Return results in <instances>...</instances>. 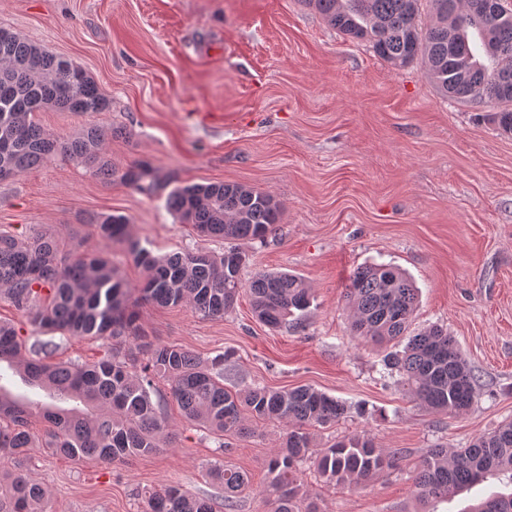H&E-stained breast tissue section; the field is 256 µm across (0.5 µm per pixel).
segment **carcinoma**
I'll use <instances>...</instances> for the list:
<instances>
[{"instance_id": "obj_1", "label": "carcinoma", "mask_w": 512, "mask_h": 512, "mask_svg": "<svg viewBox=\"0 0 512 512\" xmlns=\"http://www.w3.org/2000/svg\"><path fill=\"white\" fill-rule=\"evenodd\" d=\"M339 33L369 43L395 69L424 63L437 91L458 103H493L488 118L512 133V0H498L509 22L487 21L460 27L472 0H305ZM109 100L94 80L70 61L0 27V181L44 166L58 157L77 159L98 178L118 175L134 190L152 196L168 185L167 176L139 161L117 173L104 151L112 130L88 126L60 140L47 135L34 114L103 112ZM166 204L181 223L202 237L224 241L264 240L281 223L283 209L268 193L237 183H192L173 187ZM91 224L105 240L125 247L144 273L138 296H132L112 262L75 246L64 253L54 238L32 231L25 237L0 233V286L41 333L118 340L135 332L141 302L160 306L191 305L203 317H221L240 294L251 297L256 318L277 328L310 307L312 295L294 274L259 270L241 278L246 254L236 246L214 255L183 250L155 255L130 231L125 215L101 214ZM345 298L354 312L352 331L382 344L405 335L418 288L399 268L374 264L357 268ZM52 342L26 346L16 327L0 321V363L17 364L32 385L48 386L86 410L21 402L0 389V452L20 454L32 447L29 421L39 416L46 426L44 447L80 460H124L159 451L164 425L152 401L154 378L171 381L172 395L183 415L219 439L245 433L244 415L289 423L282 448L267 468L271 479L264 494L274 512H318L304 485L302 464L312 459L319 473L337 484L363 483L390 468L388 454L366 434L353 435L329 448L313 447L309 429L349 413L342 402L310 386L287 390L266 387L245 393L224 386V357L207 365L176 345L147 352L137 366L133 354L116 347L93 363H51ZM406 392L426 407L449 414L467 410L478 391L473 370L452 337L431 326L410 337L401 352L384 358ZM512 475V421L476 438L468 447L448 452L431 448L415 476L424 501H444L490 473ZM228 499L247 483L234 468L216 469ZM45 493L33 477L12 473L0 478V512H44ZM150 512H214L212 502L168 486L150 499ZM473 512H512V494L494 496Z\"/></svg>"}]
</instances>
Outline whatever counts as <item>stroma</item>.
<instances>
[{"instance_id": "stroma-1", "label": "stroma", "mask_w": 512, "mask_h": 512, "mask_svg": "<svg viewBox=\"0 0 512 512\" xmlns=\"http://www.w3.org/2000/svg\"><path fill=\"white\" fill-rule=\"evenodd\" d=\"M84 69L111 102L105 112L36 113L52 137L112 129L105 152L116 170L148 160L178 183H238L276 196L283 219L265 241L242 243V278L256 271L302 277L313 300L300 325L270 328L240 296L224 316L189 306L139 307L140 342L181 346L202 360L228 353L233 390L310 386L351 412L313 429L327 448L354 434L396 451L392 467L358 486L326 483L313 463L303 479L319 512H421L414 475L435 447L463 448L512 420V134L487 120L490 106L441 97L421 65L401 70L367 43L330 27L305 0H0V26ZM130 218L155 253H223L166 206L120 179L104 182L60 158L0 182V231L36 226L63 247L81 244L119 267L127 286L144 274L89 219ZM392 264L419 289L410 326L440 325L457 341L480 395L460 414L411 399L381 365L388 348L354 336L345 287L357 267ZM51 361L91 363L107 346L53 334ZM153 402L165 424L157 453L76 462L36 441L0 453V472L27 468L46 492L47 512H147L169 485L212 499L215 512H272L267 461L288 430L246 418V434L219 439L187 420L165 379ZM248 483L225 502L216 468ZM512 492L491 476L437 503L436 512Z\"/></svg>"}]
</instances>
